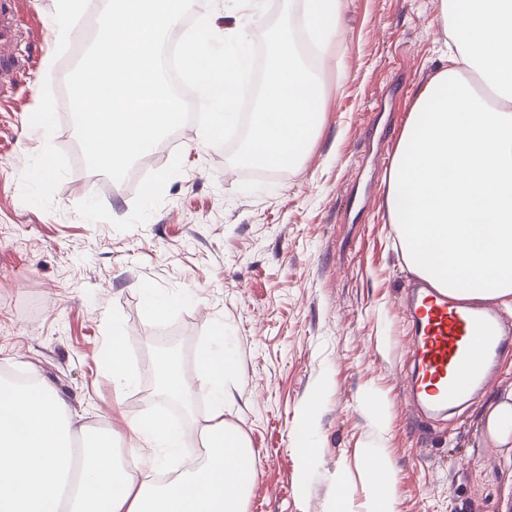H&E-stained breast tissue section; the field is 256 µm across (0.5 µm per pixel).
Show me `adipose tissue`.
<instances>
[{"mask_svg":"<svg viewBox=\"0 0 512 512\" xmlns=\"http://www.w3.org/2000/svg\"><path fill=\"white\" fill-rule=\"evenodd\" d=\"M341 0H306L313 40L335 33ZM446 63L417 94L392 155L385 203L412 272L465 302H512V0H441ZM199 357L210 415L198 432L202 463L153 480L185 433L162 416L132 419L140 465L127 471L113 432L75 435L65 399L0 378V512H243L256 479L242 433L224 420L236 371L224 327ZM105 367L116 394L140 380L113 330ZM484 429L512 444V391L494 398ZM372 494L365 512H398L395 471L363 454Z\"/></svg>","mask_w":512,"mask_h":512,"instance_id":"obj_1","label":"adipose tissue"}]
</instances>
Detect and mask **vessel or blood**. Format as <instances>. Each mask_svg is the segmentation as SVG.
Wrapping results in <instances>:
<instances>
[{
    "label": "vessel or blood",
    "instance_id": "vessel-or-blood-1",
    "mask_svg": "<svg viewBox=\"0 0 512 512\" xmlns=\"http://www.w3.org/2000/svg\"><path fill=\"white\" fill-rule=\"evenodd\" d=\"M17 0H0V48L18 34ZM410 316L417 337L411 401L448 410L462 404L487 378L495 362L512 352L496 313L465 306L446 290L415 283Z\"/></svg>",
    "mask_w": 512,
    "mask_h": 512
}]
</instances>
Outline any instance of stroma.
<instances>
[{
    "label": "stroma",
    "instance_id": "stroma-1",
    "mask_svg": "<svg viewBox=\"0 0 512 512\" xmlns=\"http://www.w3.org/2000/svg\"><path fill=\"white\" fill-rule=\"evenodd\" d=\"M283 0H197L220 28L244 21L260 41ZM52 0H24L10 55L33 66L0 88V371L32 376L66 398L79 423L130 450L126 417L165 413L153 379L117 397L104 367L113 328L127 354L154 365L158 332L180 340L191 388L186 427L209 408L199 350L223 324L238 366L226 422L252 448L245 512H364L362 452L396 471L399 512H512V449L491 444L480 417L512 390V366L457 410L415 407L407 383L406 307L416 276L387 221L385 177L418 91L443 64L440 0H343L336 38L313 70L326 108L317 138L282 172L233 166L225 148L177 130L135 185L91 179L60 85L88 44H56ZM53 113L42 129L39 115ZM50 168L38 181L34 169ZM162 181L149 193L153 181ZM192 299L150 318L138 286ZM316 453L302 462L308 406Z\"/></svg>",
    "mask_w": 512,
    "mask_h": 512
}]
</instances>
